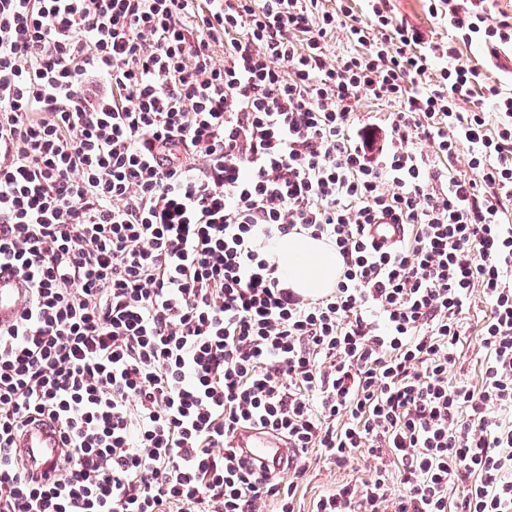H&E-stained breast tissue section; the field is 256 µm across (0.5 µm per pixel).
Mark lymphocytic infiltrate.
<instances>
[{"label": "lymphocytic infiltrate", "instance_id": "f902f5d3", "mask_svg": "<svg viewBox=\"0 0 512 512\" xmlns=\"http://www.w3.org/2000/svg\"><path fill=\"white\" fill-rule=\"evenodd\" d=\"M428 10L512 45L486 0ZM434 50L388 0H0V266L30 296L0 327V512H294L311 460L361 448L375 478L311 512H512V95L452 47L428 78ZM363 98L395 110L357 123ZM289 234L336 248L326 295L277 277L260 242ZM477 290L481 379L452 382ZM45 422L48 483L18 446ZM247 424L292 482L229 446Z\"/></svg>", "mask_w": 512, "mask_h": 512}]
</instances>
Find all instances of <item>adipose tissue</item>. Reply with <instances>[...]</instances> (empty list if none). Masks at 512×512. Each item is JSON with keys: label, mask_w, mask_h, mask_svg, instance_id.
Wrapping results in <instances>:
<instances>
[{"label": "adipose tissue", "mask_w": 512, "mask_h": 512, "mask_svg": "<svg viewBox=\"0 0 512 512\" xmlns=\"http://www.w3.org/2000/svg\"><path fill=\"white\" fill-rule=\"evenodd\" d=\"M281 282L297 294L318 298L336 284L340 259L329 244L298 234L263 241Z\"/></svg>", "instance_id": "obj_1"}]
</instances>
